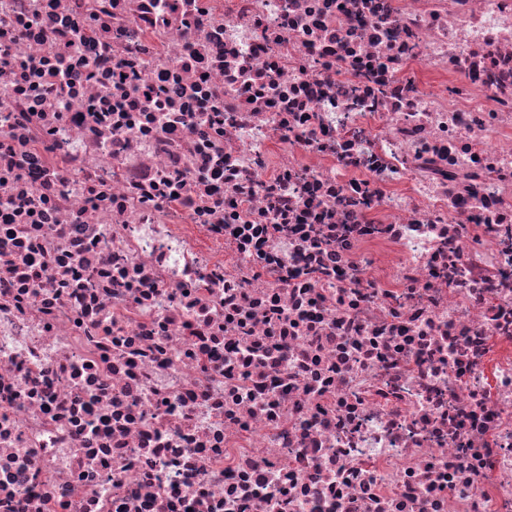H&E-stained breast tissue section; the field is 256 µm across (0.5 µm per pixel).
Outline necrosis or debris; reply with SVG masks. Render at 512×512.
Returning <instances> with one entry per match:
<instances>
[{
	"instance_id": "necrosis-or-debris-1",
	"label": "necrosis or debris",
	"mask_w": 512,
	"mask_h": 512,
	"mask_svg": "<svg viewBox=\"0 0 512 512\" xmlns=\"http://www.w3.org/2000/svg\"><path fill=\"white\" fill-rule=\"evenodd\" d=\"M0 512H512V0H0Z\"/></svg>"
}]
</instances>
